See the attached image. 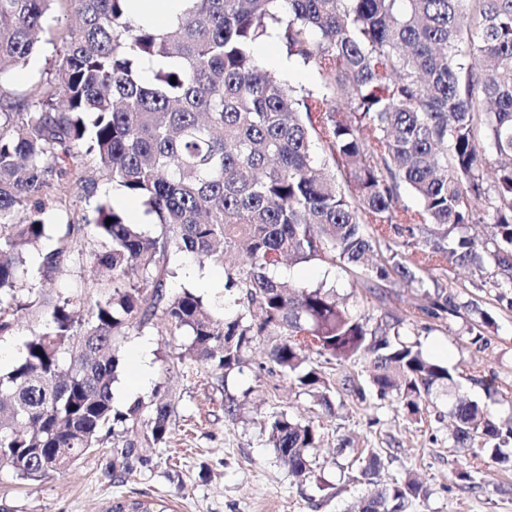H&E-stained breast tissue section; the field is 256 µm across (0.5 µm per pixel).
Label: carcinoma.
<instances>
[{"mask_svg": "<svg viewBox=\"0 0 512 512\" xmlns=\"http://www.w3.org/2000/svg\"><path fill=\"white\" fill-rule=\"evenodd\" d=\"M189 2L158 30L132 24L128 0H0V341L23 319L40 324L0 369V468L20 480L62 473L108 437L125 444L113 446L107 477L151 467L173 407L158 393L119 407L112 389L122 342L154 322L188 337L222 382L266 342L270 370L329 417L339 389L325 366L364 357L368 381L346 376L342 390L395 398L420 423L459 372L409 341L407 320L466 315L476 343L493 321L436 291L372 324L324 282L280 279L285 262L338 266L379 301L391 283L422 288L450 266L512 288V0ZM57 3L76 23L59 33L52 78L15 99L7 80L55 28ZM274 30L287 57L314 71L312 89L259 63L254 49ZM485 147L498 158L488 189ZM78 160L160 231L109 199L83 224L49 225L67 207L52 180ZM406 191L418 208L400 205ZM485 221L488 237L470 233ZM87 235L107 279L54 304L31 299L26 282L54 279ZM184 257L224 268L223 314L189 288L167 292L171 260ZM449 414L453 446L469 458L458 480L476 484L488 459L512 462V419L459 395ZM262 425L288 472L312 476L321 426L286 410ZM384 468L368 451L359 475L371 489L352 512H407L426 495L410 475L379 483ZM105 512L165 510L133 499Z\"/></svg>", "mask_w": 512, "mask_h": 512, "instance_id": "cac0c4a2", "label": "carcinoma"}]
</instances>
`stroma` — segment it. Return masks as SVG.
Masks as SVG:
<instances>
[{
    "label": "stroma",
    "instance_id": "35a3bbf8",
    "mask_svg": "<svg viewBox=\"0 0 512 512\" xmlns=\"http://www.w3.org/2000/svg\"><path fill=\"white\" fill-rule=\"evenodd\" d=\"M57 47L43 45L41 51L16 70L8 89L14 96L26 95L38 82L49 79ZM94 244L82 243L84 254L67 260L54 280L37 283L35 292L50 298L66 296L92 274L87 257ZM167 280L169 290L193 289L205 300L215 295L207 282L215 273L212 265L199 266L191 259L178 260ZM280 273L297 285L320 283L335 286L362 315L380 321L399 311L402 302L419 296L417 288L402 283L389 286L385 302L371 299L353 278L340 268L315 263L281 267ZM434 279L458 294L475 300L489 310L493 324L485 327L489 346L477 351L471 343L468 317L430 320L428 328L409 325L410 340L419 342L431 357L458 366L460 390L485 405L492 416H512V403L490 397L472 383L473 375L497 376L512 384V309L497 299L492 286L474 287L468 271L452 267L434 272ZM163 326H149L132 332L122 344L119 381L132 378L139 361H146L150 378L138 397L150 399L161 391L171 401L175 420L166 444L154 452L151 469L135 473L122 482L106 478L102 458L111 444L83 456L62 474L38 481H22L6 468L0 469V504L9 512H106L115 501L132 498L164 500L166 512H343L346 505L367 492L350 463L362 449L371 448L385 462L382 480L416 475L427 494L414 500L408 512H512V468L496 463L483 465L478 487L456 478L464 461L449 439L450 400L438 394L430 414L420 423L410 421L398 401L388 399L369 406L353 396H343L335 417H321L323 446L313 476L299 480L275 458L261 427L266 413L275 410L311 415L306 396L295 395L286 377L254 375L253 371L231 373L226 384H203L201 369L182 342L167 341ZM250 397L236 416H225L221 404L226 394ZM351 446L338 453L339 439Z\"/></svg>",
    "mask_w": 512,
    "mask_h": 512
}]
</instances>
